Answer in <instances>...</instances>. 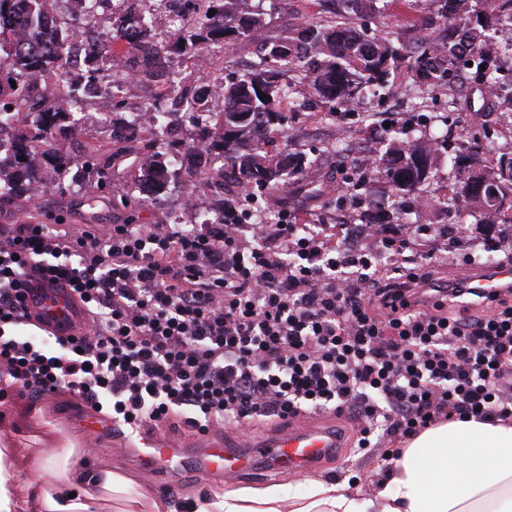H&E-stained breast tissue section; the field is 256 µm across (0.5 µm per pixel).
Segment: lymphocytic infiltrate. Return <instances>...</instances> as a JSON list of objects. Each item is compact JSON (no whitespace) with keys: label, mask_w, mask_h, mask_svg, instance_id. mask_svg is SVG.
<instances>
[{"label":"lymphocytic infiltrate","mask_w":512,"mask_h":512,"mask_svg":"<svg viewBox=\"0 0 512 512\" xmlns=\"http://www.w3.org/2000/svg\"><path fill=\"white\" fill-rule=\"evenodd\" d=\"M256 202L244 191L189 230L1 224L0 406L65 392L147 436L347 415L357 452L385 462L436 423L512 418V302L464 318L467 290L436 283L481 253L449 252L433 224L376 227L355 249L340 224L251 223ZM30 278L68 285L84 334H23Z\"/></svg>","instance_id":"f902f5d3"}]
</instances>
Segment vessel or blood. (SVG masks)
Returning a JSON list of instances; mask_svg holds the SVG:
<instances>
[{"mask_svg": "<svg viewBox=\"0 0 512 512\" xmlns=\"http://www.w3.org/2000/svg\"><path fill=\"white\" fill-rule=\"evenodd\" d=\"M467 286L474 292L486 294L512 288V265H501L468 277ZM34 311L55 334L74 336L82 330L83 308L69 289H37ZM82 419L111 431L114 446L128 452L138 470L165 486L185 472L220 482L227 476L246 474L261 464L280 471H310L326 457L340 454L344 446L340 432L329 421L312 424L304 419L287 420L264 435L244 439L210 433L175 441L127 435L110 417L88 406L83 409Z\"/></svg>", "mask_w": 512, "mask_h": 512, "instance_id": "obj_1", "label": "vessel or blood"}]
</instances>
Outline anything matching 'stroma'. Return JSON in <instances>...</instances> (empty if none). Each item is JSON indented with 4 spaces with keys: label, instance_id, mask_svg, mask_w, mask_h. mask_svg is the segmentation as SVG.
Instances as JSON below:
<instances>
[{
    "label": "stroma",
    "instance_id": "stroma-1",
    "mask_svg": "<svg viewBox=\"0 0 512 512\" xmlns=\"http://www.w3.org/2000/svg\"><path fill=\"white\" fill-rule=\"evenodd\" d=\"M248 11L262 14L267 23L269 35L286 37L297 24L323 19L330 4L328 0H246ZM359 25L369 33L386 35L398 33L403 40L412 42L418 37L412 26L405 23L399 0H377L372 12L362 15ZM253 43L241 40L234 50L222 51L219 58L203 69L187 68L184 78L196 86H208L215 82L241 75L243 69L255 61ZM299 102L297 111L287 113L285 127L288 133V150L314 160L311 181L291 183L288 187L258 191L261 206L273 211L288 210L290 219L296 224L336 223L338 217H353L357 198L371 200L374 207H382L390 200L391 193L380 171L374 170L371 158L375 150H383L390 143H397L416 137L419 128H426L432 136L439 137L445 132H460L463 119L470 109L480 108L482 99L479 91H472L470 108L450 111L447 97L429 99L418 98L405 71H398L390 81L384 100H370L367 110L374 117L373 129H365L360 115L337 113L330 115L327 107L310 97L302 83L293 87ZM86 110L79 113L77 134H60L56 146L61 153L82 154L84 148H98L100 154L110 153L111 143L107 126L96 110V98L85 100ZM179 141L155 140L156 150L165 153L172 169L177 170L178 179L171 183L159 200H143L138 188L137 174L139 158L136 152H126L114 157L112 174L109 180L96 188L95 205L84 202V192L75 184H60L55 176H46L35 196L14 199L0 204V225L17 224L21 221L38 223L45 215H56L68 224H125L136 219L141 224L168 223L171 213L180 208L186 187L197 189L204 209L217 211L215 194L204 186L195 168L190 167L179 152ZM352 147L359 156L346 161L341 151ZM352 164L354 170L365 172L366 179L357 194L343 192L330 194L329 186L342 183L344 164ZM448 165L440 163L434 179L431 180L422 197V213L410 216V223L458 224L457 239L465 244L482 242L489 237H497L498 230L484 224L475 223L473 218L458 222L456 216L447 213L444 200L448 196ZM41 408L47 425L35 430L29 418V403L19 400L0 417V446H20L32 444L34 451H50L52 426L62 425L80 411L76 399L59 395L41 401ZM79 433L96 453L88 461L89 473L112 468L136 478V471L130 466L127 457L112 445L111 436L102 430L80 428ZM384 465L376 457L354 456L348 459L329 458L315 470L318 478L357 477V490L369 492L375 480L381 476Z\"/></svg>",
    "mask_w": 512,
    "mask_h": 512
}]
</instances>
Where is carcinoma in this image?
I'll list each match as a JSON object with an SVG mask.
<instances>
[{
	"mask_svg": "<svg viewBox=\"0 0 512 512\" xmlns=\"http://www.w3.org/2000/svg\"><path fill=\"white\" fill-rule=\"evenodd\" d=\"M47 0H0V51L6 50L10 70L0 66V125L10 117L17 125L11 149L0 155V200L30 195L45 177L44 165L63 181L82 185L102 184L111 174L112 160L92 148L82 156L60 153L55 133L79 131V122L69 110L48 104L38 85L52 78L57 97L95 96L98 86L71 73L69 61L76 49L71 27L54 21L46 11ZM377 0H338L339 9L322 23L306 24L288 38L264 36L265 19L245 10V0H194L195 12L208 20L190 34L176 30L166 43L156 41L151 22L129 13L112 22V44L152 57L151 66L140 71L157 74L163 55L187 52L201 43L256 42L257 61L245 77L224 85V110L213 114V124L203 136L184 145L185 155L199 166L214 151L243 187L278 188L303 175L312 161L288 151V146L268 148L259 137L283 132L281 105L292 110L298 102L286 100L291 88L282 84L288 72L301 76L312 95L334 109L356 106L370 94L385 89L391 76L406 64L407 73L422 93L448 89L460 68L470 64L490 112H512V0H479L486 8H472L469 0H435L443 27L413 43H393L366 33L356 19L374 9ZM215 13H210V10ZM22 26L20 40H13L14 27ZM24 78L3 100L5 88ZM266 98H260V94ZM181 97L206 109L209 92L186 86ZM111 141L122 144L135 139L121 122V114L108 123ZM491 143L490 133L479 139L468 135L453 141L445 136L431 139L426 132L387 148L375 156L394 197L397 218L417 210L424 187L430 183L442 157H448L456 182L448 194V211L460 213V202L473 206L478 224H512V153H503L485 170L473 161ZM146 156L140 163L138 183L143 194L156 197L177 172L170 170L165 154L144 143Z\"/></svg>",
	"mask_w": 512,
	"mask_h": 512,
	"instance_id": "carcinoma-1",
	"label": "carcinoma"
}]
</instances>
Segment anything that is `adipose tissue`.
<instances>
[{
  "label": "adipose tissue",
  "instance_id": "ef3b65f1",
  "mask_svg": "<svg viewBox=\"0 0 512 512\" xmlns=\"http://www.w3.org/2000/svg\"><path fill=\"white\" fill-rule=\"evenodd\" d=\"M79 465L43 456L34 468L0 450V512H171L127 477L105 472L96 496ZM192 512H512V419L455 420L411 439L369 494L348 481L220 490L195 498Z\"/></svg>",
  "mask_w": 512,
  "mask_h": 512
}]
</instances>
